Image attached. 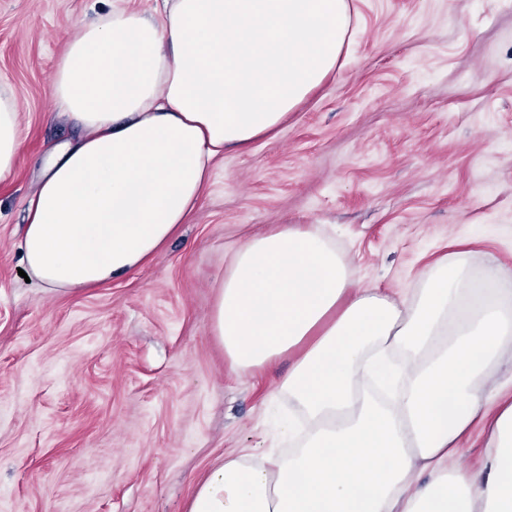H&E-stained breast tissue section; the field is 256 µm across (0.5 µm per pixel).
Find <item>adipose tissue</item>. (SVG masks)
Here are the masks:
<instances>
[{
    "mask_svg": "<svg viewBox=\"0 0 512 512\" xmlns=\"http://www.w3.org/2000/svg\"><path fill=\"white\" fill-rule=\"evenodd\" d=\"M347 0H113L52 81L82 131L26 202L27 271L71 292L141 266L187 223L226 150L275 132L336 69ZM23 156L0 88V180ZM211 332L235 371L287 360L288 453L218 463L188 512H512V271L460 249L398 296L357 282L331 238L283 224L238 246ZM485 435L477 470L462 443Z\"/></svg>",
    "mask_w": 512,
    "mask_h": 512,
    "instance_id": "ef3b65f1",
    "label": "adipose tissue"
}]
</instances>
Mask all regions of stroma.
<instances>
[{
  "label": "stroma",
  "mask_w": 512,
  "mask_h": 512,
  "mask_svg": "<svg viewBox=\"0 0 512 512\" xmlns=\"http://www.w3.org/2000/svg\"><path fill=\"white\" fill-rule=\"evenodd\" d=\"M334 73L274 136L216 161L187 224L125 278L25 281L27 196L71 134L50 95L109 0H0L24 156L0 181V512H186L227 458L277 444L287 363L232 371L214 284L253 233L317 224L391 292L456 246L512 270V0H348Z\"/></svg>",
  "instance_id": "stroma-1"
}]
</instances>
